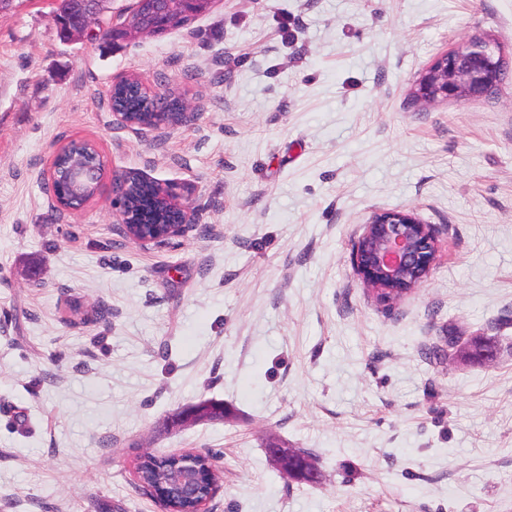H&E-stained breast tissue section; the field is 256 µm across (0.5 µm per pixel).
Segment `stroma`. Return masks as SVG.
Here are the masks:
<instances>
[{"mask_svg":"<svg viewBox=\"0 0 512 512\" xmlns=\"http://www.w3.org/2000/svg\"><path fill=\"white\" fill-rule=\"evenodd\" d=\"M50 12H0V512H161L136 463L188 450L222 471L208 512H512V0H220L108 50ZM471 39L497 89L415 102ZM128 74L193 121L114 127ZM74 138L179 185L194 224L143 248L104 200L58 209L44 175ZM399 207L442 249L389 306L351 256ZM71 299L110 313L72 325ZM452 324L487 356L451 359ZM211 397L224 421L171 426ZM272 435L319 484L278 477Z\"/></svg>","mask_w":512,"mask_h":512,"instance_id":"1","label":"stroma"}]
</instances>
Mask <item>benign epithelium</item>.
<instances>
[{
	"label": "benign epithelium",
	"mask_w": 512,
	"mask_h": 512,
	"mask_svg": "<svg viewBox=\"0 0 512 512\" xmlns=\"http://www.w3.org/2000/svg\"><path fill=\"white\" fill-rule=\"evenodd\" d=\"M109 0H81L78 14L72 22H63L52 12L51 19L57 29H65L64 40H69L91 26L95 16L107 11ZM219 0H134V6L112 17V45L127 42L138 35H161L173 29L177 21L199 16L211 10ZM490 45L478 40L468 41L455 49L435 57L417 80L413 97L422 103L438 101H466L484 95L494 84L495 63L488 56ZM130 86L151 99L154 109L150 115L137 119L130 112L112 109V125L152 129L162 124L184 125L194 118L190 106L177 100V111H167L170 97L152 91L134 75L122 76L112 88ZM55 152L45 178V189L63 211L78 213L88 204L84 200L82 184L93 182L96 195L107 194L112 209L113 223L123 227L126 237L134 244L145 247L164 244L181 236L195 223V210L177 188L144 177L112 175L110 184H104L105 163L101 155L96 161L86 159L60 169ZM149 183L155 198L163 207L165 227L153 230V236L140 232L132 219L129 187L132 183ZM440 253V239L432 224L424 223L410 208H395L373 215L364 226L353 249L352 262L362 284L383 301L393 303L412 293L425 283L436 265ZM185 465L169 471L164 481L170 485L172 495L194 502L192 512H208L207 505L220 491L216 485L209 495L199 498V476L192 459L204 458L216 463L209 452L191 451Z\"/></svg>",
	"instance_id": "obj_1"
}]
</instances>
